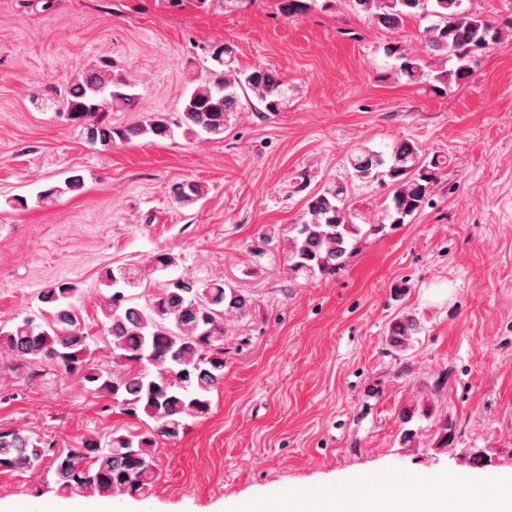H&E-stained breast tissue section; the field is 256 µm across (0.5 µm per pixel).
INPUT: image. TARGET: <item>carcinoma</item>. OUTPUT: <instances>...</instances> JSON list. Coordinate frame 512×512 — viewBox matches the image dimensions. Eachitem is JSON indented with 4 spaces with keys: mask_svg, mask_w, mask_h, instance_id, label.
<instances>
[{
    "mask_svg": "<svg viewBox=\"0 0 512 512\" xmlns=\"http://www.w3.org/2000/svg\"><path fill=\"white\" fill-rule=\"evenodd\" d=\"M318 0H276L281 16L290 19L315 8ZM355 13L374 22L400 28L415 18L429 24L421 33L423 54L390 45L385 55L396 61L378 79L405 78L434 92H445L473 73L476 52L501 44L512 36V20L503 24L481 13L461 8L462 0H343ZM221 66L203 78L183 99L181 112L172 116L153 113L125 130H112L111 112H132L140 94L109 58L84 69L61 96V115L81 128L85 140L103 147L114 137L132 135L170 138L174 129L187 139L215 140L224 134L238 113L241 101L258 103L259 111L286 112L292 102L288 82L261 66L241 68L234 48L226 43L212 54ZM453 60L451 69L435 65ZM445 162L427 159L420 145L397 141L388 150L366 144L355 146L346 157V176L322 185L308 195L303 214L288 225L282 253L288 275L297 279L334 275L371 235H387L408 224L431 202ZM376 185L386 190L378 218L370 221L352 198L355 186ZM79 175L64 186L37 193L44 201L61 193L81 190ZM206 187L195 180L174 183L172 201L188 207L205 197ZM111 289L101 304L102 329L111 337L112 370L90 360L88 336L77 317L80 288L56 282L39 295L41 314L26 316L10 326L0 325V359L24 371L34 381L45 368L58 367L79 374L92 390L116 400L121 411L145 425L141 432L113 431L103 439H86L76 448H56L21 428L0 429V471H36L50 461L57 490L66 496L97 493L145 498L156 481V449L179 439L190 418L205 417L210 395L224 381L226 321L245 316L251 307L238 289L221 280L198 283L188 278L167 281L145 304L132 290L142 287L145 275L136 265L106 267L100 273ZM422 331L419 319L401 317L391 329L392 348L404 352ZM441 448L455 440V424L448 415L432 417L423 410Z\"/></svg>",
    "mask_w": 512,
    "mask_h": 512,
    "instance_id": "cac0c4a2",
    "label": "carcinoma"
}]
</instances>
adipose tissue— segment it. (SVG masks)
<instances>
[{
    "label": "adipose tissue",
    "instance_id": "obj_1",
    "mask_svg": "<svg viewBox=\"0 0 512 512\" xmlns=\"http://www.w3.org/2000/svg\"><path fill=\"white\" fill-rule=\"evenodd\" d=\"M410 493L394 503H387L373 481L352 478L348 512H512V486L498 501H490L483 484H474L465 507L459 508L447 499L425 492L418 476L408 479Z\"/></svg>",
    "mask_w": 512,
    "mask_h": 512
}]
</instances>
